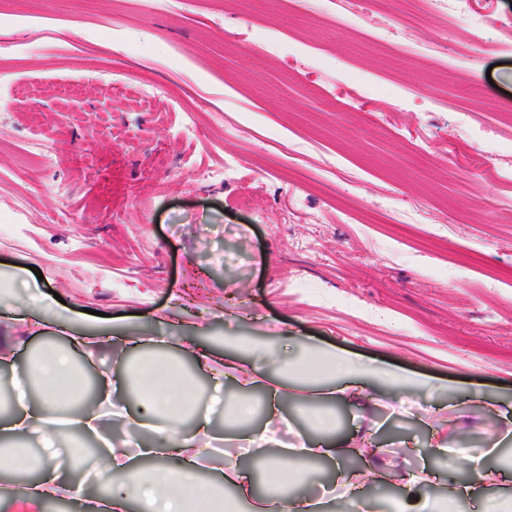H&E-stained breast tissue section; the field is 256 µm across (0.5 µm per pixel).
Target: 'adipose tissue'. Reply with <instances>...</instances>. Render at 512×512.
<instances>
[{"label": "adipose tissue", "instance_id": "1", "mask_svg": "<svg viewBox=\"0 0 512 512\" xmlns=\"http://www.w3.org/2000/svg\"><path fill=\"white\" fill-rule=\"evenodd\" d=\"M95 334L83 328L72 329L67 335V344L62 349H47L40 356L29 359L23 369L13 371L10 377L13 389L19 390L13 408L0 415V475L10 476L21 470H36L37 479L21 483L14 488L12 496L30 504L44 503L54 498H67L83 506L85 512H129L130 500H138L142 512H208L210 505L223 501V484L238 487L250 493L254 477L250 470L237 466L227 468L223 484L200 482L195 470V449L201 437L209 435L211 419L201 414L193 429H180V421L189 414L190 407L184 395V373L179 363L161 349L166 346L163 336L123 337V344L144 346L155 351L147 371L149 390L139 400L138 407H126L127 424L133 429H150L153 439L141 443L138 458L123 464V472L133 474L135 483L124 480L113 482L108 494L88 496L86 481L74 477L66 467L61 453L53 443V427L59 414V390L54 382H62L69 391H76L83 378L72 366V355L76 350L96 342ZM293 372L306 379V388L312 403L326 406L340 403L352 406L360 399L372 394L395 396L411 389L430 387V377L423 374H408L399 370H382L362 364L348 353L333 349H318L310 358L295 364ZM49 383V390L41 396L25 394V387L32 380ZM128 389L124 378L108 374L98 381V404L72 413L70 423L87 434H97V423L101 417L99 408L104 404L122 403ZM311 434L305 435L298 447L278 448L265 453V473L268 484H276L282 470L297 465L298 461L323 458L337 466L334 485L342 491V500L358 501V492L369 482L382 476L386 463L383 458L372 455L365 459L363 469L350 472L343 468V460L355 453L353 438L332 437L334 422L325 415L311 419ZM41 434L46 451L39 460H31L24 442L33 434ZM174 451L179 459L176 469L169 472L145 468L144 463L161 457L163 451ZM512 479V473L502 469H482L475 478L456 482L451 489L454 499L478 500L484 512H494L493 500L487 494L492 485Z\"/></svg>", "mask_w": 512, "mask_h": 512}]
</instances>
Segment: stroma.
Returning a JSON list of instances; mask_svg holds the SVG:
<instances>
[{
    "label": "stroma",
    "instance_id": "obj_1",
    "mask_svg": "<svg viewBox=\"0 0 512 512\" xmlns=\"http://www.w3.org/2000/svg\"><path fill=\"white\" fill-rule=\"evenodd\" d=\"M407 12L404 0H255L246 14L228 0H7L0 282L22 267L29 285L0 300L14 357L0 396L12 368L64 345L24 322L29 294L53 291L74 320L109 314L99 333L170 337L217 431L243 398L268 440L297 443L304 393L284 384L271 416L265 387L215 388L184 337L428 374L431 388L330 415L393 461L365 490L378 506L425 468L460 479L429 445L484 448L479 398L512 403V0ZM257 36L276 52H250ZM154 84L166 96H149ZM45 135L51 174L36 162ZM207 168L223 179L200 181ZM266 352L242 365L280 383ZM142 355L93 345L76 361L93 382Z\"/></svg>",
    "mask_w": 512,
    "mask_h": 512
}]
</instances>
